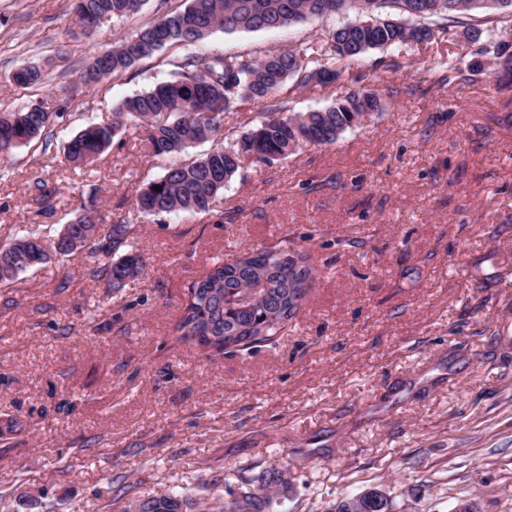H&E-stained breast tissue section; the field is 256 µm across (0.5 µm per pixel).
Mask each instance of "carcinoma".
Returning a JSON list of instances; mask_svg holds the SVG:
<instances>
[{
    "instance_id": "cac0c4a2",
    "label": "carcinoma",
    "mask_w": 512,
    "mask_h": 512,
    "mask_svg": "<svg viewBox=\"0 0 512 512\" xmlns=\"http://www.w3.org/2000/svg\"><path fill=\"white\" fill-rule=\"evenodd\" d=\"M144 0H75L79 18L94 21L107 15L119 21L136 14ZM483 10L512 15V0H189L183 10L170 11L157 21L140 26L124 41L103 51L111 73H123L136 62L152 57L165 47L187 48L218 29L259 31L319 19L335 13L352 12L364 28L347 23L329 33L325 43L268 54L260 60H244L213 54L186 56L185 71L176 80L156 84L150 90L125 99L113 112L112 123L89 125L67 144V159L77 166L93 163L111 146L123 128L132 133L144 129L156 155L179 153L224 131V111L239 96L258 103L280 89L288 78L302 74L305 84L325 86L340 73L325 67L303 72L307 54L330 53L331 58L353 59L370 49L396 47L407 42L431 39L432 30L423 21L443 16L450 23L458 16ZM407 25H400V21ZM483 55L492 56L491 66L512 76V41L487 34ZM22 87L43 82L37 67L21 68L13 74ZM382 109L372 90L347 93L320 110L291 113L285 117L266 113L260 124L226 148L219 145L196 158L167 168L160 178L136 192L138 211L207 212L237 173L242 159L254 156L271 162L285 159L305 146L331 145L345 131L356 127L364 114ZM52 113L41 102L30 103L18 112L0 113V155L9 154L38 138L51 123ZM162 187L161 191L154 187ZM93 234L84 225L68 224L56 238L35 232L0 246V281L42 264L49 253L76 255L85 250L104 251L98 244L99 224ZM145 268L142 256L128 253L96 270L119 282L138 276ZM312 281L306 258L282 249H244L230 262L216 263L212 270L189 288L188 302L178 324L186 341L195 342L218 354L238 345L271 339L302 307ZM257 486L233 502L225 512H272L279 495L288 489V476L270 469L256 478ZM140 512H193L196 503L182 491L137 500ZM389 512L388 498L372 489L358 499L342 500L335 512Z\"/></svg>"
}]
</instances>
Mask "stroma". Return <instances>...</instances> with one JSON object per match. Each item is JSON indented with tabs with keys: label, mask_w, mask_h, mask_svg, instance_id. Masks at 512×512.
<instances>
[{
	"label": "stroma",
	"mask_w": 512,
	"mask_h": 512,
	"mask_svg": "<svg viewBox=\"0 0 512 512\" xmlns=\"http://www.w3.org/2000/svg\"><path fill=\"white\" fill-rule=\"evenodd\" d=\"M185 5L145 0L83 37L73 0H0V112L41 100L55 113L47 139L0 158V245L55 237L89 209L132 227L109 256L59 255L0 282V512H124L173 489L219 512L281 466L275 512H335L371 489L392 512H512V85L470 69L480 43L433 19L427 42L338 61L336 84L295 76L268 97L307 112L374 89L382 109L334 144L243 158L209 212L145 216L136 190L214 141L153 156L122 131L80 171L65 158L72 136L175 79L186 54L257 59L346 21L218 30L80 82L96 53ZM24 65L44 82L13 84ZM250 247L308 257L299 313L248 350L182 341L192 282ZM131 249L138 277L95 275Z\"/></svg>",
	"instance_id": "35a3bbf8"
}]
</instances>
